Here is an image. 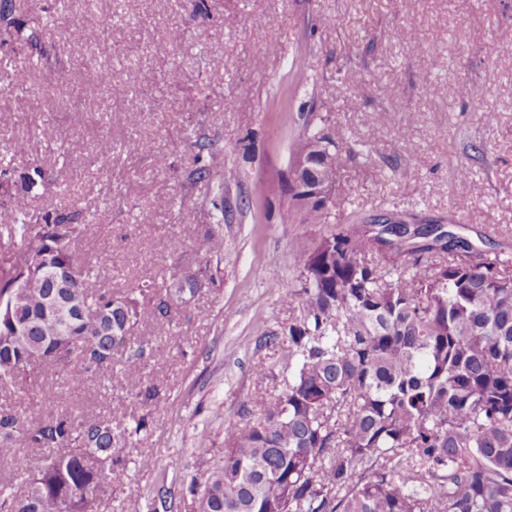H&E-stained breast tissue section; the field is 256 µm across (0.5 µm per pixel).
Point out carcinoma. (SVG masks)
<instances>
[{"mask_svg": "<svg viewBox=\"0 0 512 512\" xmlns=\"http://www.w3.org/2000/svg\"><path fill=\"white\" fill-rule=\"evenodd\" d=\"M12 0H0V42L14 38ZM109 77L83 83L93 103ZM325 140L334 172L347 153L322 129L305 127L293 155ZM190 146L207 160L188 176L213 185L221 214L196 252L216 266L165 269L160 280L118 297L92 280L109 264L73 249L86 228L68 213L12 210L5 225L16 251L0 263V387L26 392L50 365L75 389L92 376L142 377L154 356L138 335L144 306L168 320L223 279L224 154L211 141ZM333 195L303 204L324 224ZM392 227L342 224L304 248L299 285L283 301L301 315L258 340L278 346L288 382L248 400V420L229 425L222 461L200 492L199 512H512V257L489 258L456 224ZM52 278L20 288L39 266ZM148 426L123 414L81 419L50 408L31 418L18 405L0 417V448H56L25 490L0 485V512H97L112 496L131 448Z\"/></svg>", "mask_w": 512, "mask_h": 512, "instance_id": "1", "label": "carcinoma"}]
</instances>
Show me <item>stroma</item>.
Returning <instances> with one entry per match:
<instances>
[{
	"instance_id": "obj_1",
	"label": "stroma",
	"mask_w": 512,
	"mask_h": 512,
	"mask_svg": "<svg viewBox=\"0 0 512 512\" xmlns=\"http://www.w3.org/2000/svg\"><path fill=\"white\" fill-rule=\"evenodd\" d=\"M13 0L40 49L0 48V172L9 206L76 210L86 256L112 264L98 285L127 295L175 265L197 267L192 243L215 223V192L191 183L189 144L206 135L235 179L224 186L222 287L203 290L162 323L143 319L155 348L145 374L158 396L121 376L76 392L51 369L28 395L34 411L59 406L95 419L121 408L147 415L135 458L112 476L99 512H196L188 491L224 453L230 424L251 395L280 392L288 372L257 329L287 322L281 297L297 287L301 253L323 227L288 193L291 147L306 125L351 146L336 178L333 224L386 213L459 224L487 255H512V0ZM262 67H255V60ZM25 88L12 87L18 69ZM110 76L98 105L65 95L93 73ZM135 83H127L129 74ZM138 111H131V104ZM78 141L67 165L55 142ZM112 143V162L98 154ZM149 154L134 158L130 141ZM470 169L467 193L455 170ZM169 254L154 250L157 237Z\"/></svg>"
}]
</instances>
